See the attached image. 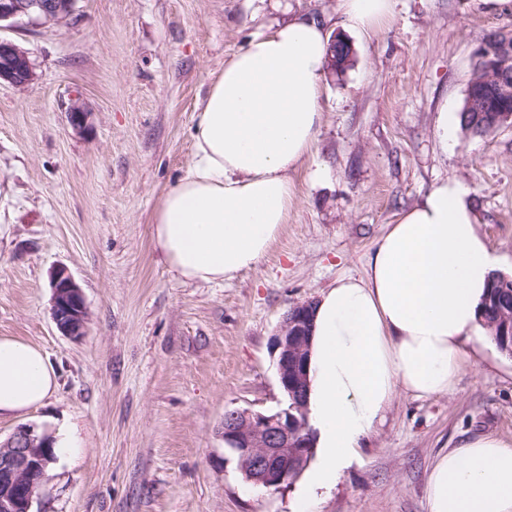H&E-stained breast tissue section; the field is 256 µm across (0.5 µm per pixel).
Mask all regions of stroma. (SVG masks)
<instances>
[{"label":"stroma","instance_id":"obj_1","mask_svg":"<svg viewBox=\"0 0 512 512\" xmlns=\"http://www.w3.org/2000/svg\"><path fill=\"white\" fill-rule=\"evenodd\" d=\"M298 15L348 42L328 72L317 140L290 177L295 198L260 263L235 280L181 283L151 226L192 162L195 112L252 35ZM512 29L483 0H396L357 32L338 0H77L59 22L19 20L0 37L26 50L24 87L0 83V337L42 349L58 387L0 417L77 439L57 455L34 512H427L437 455L463 440L512 442V357L489 345L451 393H397L337 485L273 491L242 479L221 436L224 412L285 407L270 342L293 305L362 276L388 224L434 184L472 190L479 232L512 274V127L456 131L475 48ZM79 100L86 128L66 110ZM67 267L88 308L73 339L51 314V271Z\"/></svg>","mask_w":512,"mask_h":512}]
</instances>
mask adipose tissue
Listing matches in <instances>:
<instances>
[{"instance_id":"1","label":"adipose tissue","mask_w":512,"mask_h":512,"mask_svg":"<svg viewBox=\"0 0 512 512\" xmlns=\"http://www.w3.org/2000/svg\"><path fill=\"white\" fill-rule=\"evenodd\" d=\"M394 6L339 0L343 26L358 31ZM329 54L324 25L298 16L225 62L194 116L192 162L154 215V244L176 279L220 285L266 255L294 199L289 174L316 140ZM498 270L470 189L445 180L388 225L364 276L320 293L305 394L316 452L310 492L336 485L397 393L452 391L464 342L487 343L482 301ZM56 387L41 349L0 337V415L40 406ZM427 510L512 512V442L480 436L439 454Z\"/></svg>"}]
</instances>
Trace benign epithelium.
Wrapping results in <instances>:
<instances>
[{
	"label": "benign epithelium",
	"mask_w": 512,
	"mask_h": 512,
	"mask_svg": "<svg viewBox=\"0 0 512 512\" xmlns=\"http://www.w3.org/2000/svg\"><path fill=\"white\" fill-rule=\"evenodd\" d=\"M75 0H0V29L3 23L13 25L17 18L49 21L72 16ZM497 50L483 55L488 69L494 73V91L498 105L494 124L512 126V30H499L492 35ZM0 82L26 86L33 80L27 52L12 41L0 39ZM70 125L86 127L89 113L78 104L67 112ZM51 311L58 330L65 336L79 338L87 324V307L79 284L65 267L50 274ZM311 303L292 306L284 315L271 340L280 387L288 398L287 407L273 414L248 409L224 413L222 437L225 447L236 460L238 471L251 481L268 489L280 490L292 483L295 473L310 463L312 448L307 412L302 394L304 375L301 358L308 350L307 333ZM46 435L31 426H21L6 440L8 449L0 452V512H33L35 495L27 490L28 478L36 471L46 473L56 460L43 451Z\"/></svg>",
	"instance_id": "1"
}]
</instances>
